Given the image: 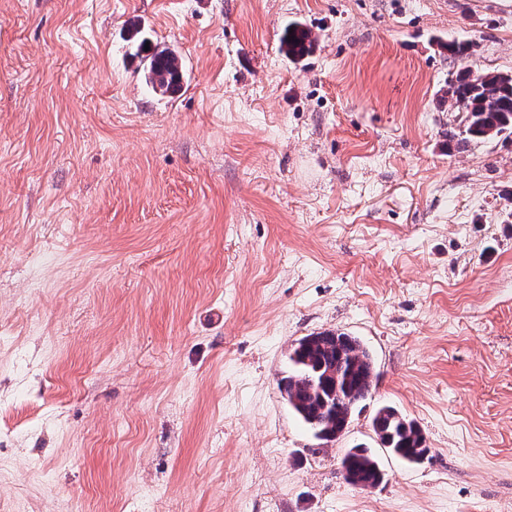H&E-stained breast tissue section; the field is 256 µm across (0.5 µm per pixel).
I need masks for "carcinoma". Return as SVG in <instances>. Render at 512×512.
Segmentation results:
<instances>
[{
  "instance_id": "1",
  "label": "carcinoma",
  "mask_w": 512,
  "mask_h": 512,
  "mask_svg": "<svg viewBox=\"0 0 512 512\" xmlns=\"http://www.w3.org/2000/svg\"><path fill=\"white\" fill-rule=\"evenodd\" d=\"M313 43L311 30L298 23L289 24L282 38V48L294 60L306 55ZM146 74L154 90L174 94L182 78L180 57L170 47L151 48ZM447 94L465 112L464 140L512 137V73L464 69L448 83ZM289 361L291 369L279 382L282 397L317 439L337 438L357 407L371 397L376 374L369 351L352 336L323 332L301 338ZM372 426L392 456L413 464L428 457L421 429L394 407H379ZM341 469L344 479L361 489L373 488L384 478L377 459L364 447L348 449Z\"/></svg>"
}]
</instances>
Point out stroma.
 <instances>
[{
    "mask_svg": "<svg viewBox=\"0 0 512 512\" xmlns=\"http://www.w3.org/2000/svg\"><path fill=\"white\" fill-rule=\"evenodd\" d=\"M465 68L512 71V0H0V512H512V142L456 139ZM325 331L377 373L330 442L278 387ZM290 29H293V33H290ZM291 36H294V39H291ZM314 41L311 30L298 23H291L288 24L281 42L288 57L298 60L310 51ZM146 78L155 91L174 94L180 87L182 64L177 52L166 46L149 47ZM372 426L382 447L405 462L418 464L431 451L418 425L392 406L379 407ZM340 464L344 479L361 489L376 487L383 481V470L367 448H349Z\"/></svg>",
    "mask_w": 512,
    "mask_h": 512,
    "instance_id": "35a3bbf8",
    "label": "stroma"
}]
</instances>
